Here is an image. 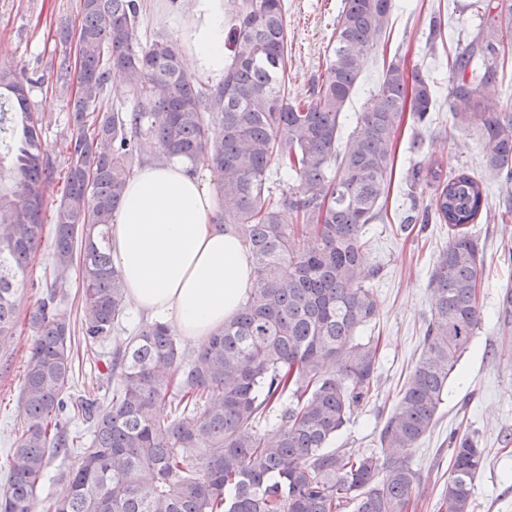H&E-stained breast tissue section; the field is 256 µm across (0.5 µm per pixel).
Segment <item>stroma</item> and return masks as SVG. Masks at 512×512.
<instances>
[{"mask_svg": "<svg viewBox=\"0 0 512 512\" xmlns=\"http://www.w3.org/2000/svg\"><path fill=\"white\" fill-rule=\"evenodd\" d=\"M378 44L370 53L358 90L347 105L343 132H350L355 117L368 106L388 62L395 57L407 66H419L436 83L432 121L416 127L404 120L397 141L393 176L383 207V218L368 225L371 241L369 266L378 268L373 287L379 299L375 327L381 336L378 394L360 406L332 446L351 452L376 450L375 435L393 408L422 348L430 310L429 272L439 249L448 239L447 226L437 220H416L432 186L417 182L411 167L466 169L485 176L489 208L487 219L475 226L484 255L480 288L482 319L476 336L448 381L433 429L404 458L423 476L414 512H438L442 486L448 478L449 442L454 432L474 434L488 455L487 465L474 486V512H512V330L499 326L495 309L500 291L512 286V223L498 221L495 212L507 189L486 176L482 164L483 139L477 127H454L448 98V55L456 42L472 39L478 20L470 0H396ZM139 41L155 35L184 43L185 30L195 15L197 0H140ZM342 0H284L287 28L286 89L289 97H304L314 80L324 75L329 45L334 40ZM441 29L431 32V20ZM77 0H0V67H11L34 78L29 100L41 112L43 131L56 173L66 160L60 143L70 136L66 98L48 79L55 59L72 52L57 31L77 28ZM421 136V153L410 151L413 136ZM52 269L50 237H43L32 260V283L18 294L19 313L28 312L48 285ZM32 337L26 326L0 340V489L8 482L7 459L22 426L19 402L24 368Z\"/></svg>", "mask_w": 512, "mask_h": 512, "instance_id": "obj_1", "label": "stroma"}]
</instances>
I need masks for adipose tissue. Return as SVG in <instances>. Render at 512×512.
Here are the masks:
<instances>
[{"label":"adipose tissue","instance_id":"obj_1","mask_svg":"<svg viewBox=\"0 0 512 512\" xmlns=\"http://www.w3.org/2000/svg\"><path fill=\"white\" fill-rule=\"evenodd\" d=\"M186 62L220 75L227 61L224 0H199ZM208 179L187 161H146L130 179L111 229L112 261L138 311L165 317L203 344L231 318L254 275L231 230L215 223Z\"/></svg>","mask_w":512,"mask_h":512}]
</instances>
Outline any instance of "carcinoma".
Segmentation results:
<instances>
[{
  "label": "carcinoma",
  "mask_w": 512,
  "mask_h": 512,
  "mask_svg": "<svg viewBox=\"0 0 512 512\" xmlns=\"http://www.w3.org/2000/svg\"><path fill=\"white\" fill-rule=\"evenodd\" d=\"M482 21L448 57L454 125L474 120L483 167L512 183V112L496 77L512 48V0H476ZM394 0H343L324 77L305 101L285 88L284 0H231L233 54L221 84L204 91L177 43L143 46L139 0H79L80 26L57 60L73 130L65 187L53 215L54 281L28 316L32 343L0 512H409L421 473L401 458L430 433L448 379L481 322L482 251L474 224L488 209L482 178L461 169L412 170L436 186L424 208L448 225L429 275L423 348L378 431L382 454L329 445L379 383L376 271L364 264L366 226L380 217L405 112L426 124L431 84L394 59L372 103L338 149L341 117ZM136 85L130 104L108 93L112 74ZM21 73L0 68V336L18 320L17 295L42 241L53 162ZM206 159L233 202L220 220L240 238L254 272L237 312L195 352L160 320L97 350L127 318L126 288L112 262L110 226L129 179L150 158ZM298 181L270 185L272 168ZM80 267L81 333L104 367L97 390L70 392L71 312L64 280ZM498 309L512 327V288ZM112 387V394L100 391ZM80 419L91 429L62 489L37 502L51 457L75 451ZM442 512H474V481L487 457L479 441L452 439Z\"/></svg>",
  "instance_id": "1"
}]
</instances>
